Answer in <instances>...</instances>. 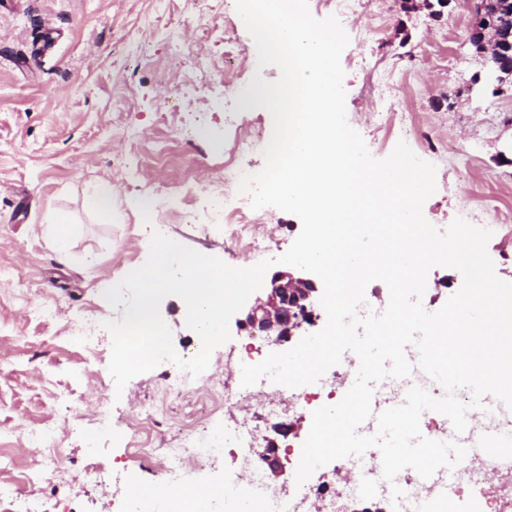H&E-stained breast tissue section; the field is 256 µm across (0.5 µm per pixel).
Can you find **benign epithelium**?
Listing matches in <instances>:
<instances>
[{
  "instance_id": "benign-epithelium-1",
  "label": "benign epithelium",
  "mask_w": 512,
  "mask_h": 512,
  "mask_svg": "<svg viewBox=\"0 0 512 512\" xmlns=\"http://www.w3.org/2000/svg\"><path fill=\"white\" fill-rule=\"evenodd\" d=\"M473 35L489 42L486 49L488 75L499 81L502 76L498 72L512 74V64L505 66L501 61L502 47L512 46V28L505 31L495 23V16L481 13ZM262 289L266 292V300L258 298L253 304L244 306L243 317L237 320L239 328H257L277 341H285L296 335L303 324L314 321L313 304L319 292L314 280L296 277L289 271H278L269 282L263 283ZM263 459L273 475L284 473L275 446H266Z\"/></svg>"
}]
</instances>
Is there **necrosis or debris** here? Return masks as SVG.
Masks as SVG:
<instances>
[{
	"label": "necrosis or debris",
	"instance_id": "obj_1",
	"mask_svg": "<svg viewBox=\"0 0 512 512\" xmlns=\"http://www.w3.org/2000/svg\"><path fill=\"white\" fill-rule=\"evenodd\" d=\"M243 169L234 162L224 164V176L213 188L216 201L202 209H190L183 217L188 222H206L224 230V237L252 252H266L270 239L255 223L249 193L239 192ZM214 397L232 404L254 403L255 410L248 419L230 418L223 428L211 425L187 426L177 447L161 451V468L165 479L175 486L190 481L199 471L233 457L246 466L247 480L239 482L236 473L225 471L224 494L220 499L223 512H236L243 498H250L260 512H297L290 497L271 491L264 481L261 451L256 444L261 424L281 419L291 402H299L307 411L325 406L318 393L296 387L279 386L275 398L256 400L252 388L238 384L214 389ZM405 492L399 504L390 501V486L382 478L377 464H365L351 458L337 460L322 481L310 486L307 495L317 503L318 512H336L338 498L366 501L376 512H425L428 506H440L454 501L462 494L480 496L495 504L493 512H512V457H491L473 454L459 464L451 475H437L429 486L419 485L406 471L396 478Z\"/></svg>",
	"mask_w": 512,
	"mask_h": 512
}]
</instances>
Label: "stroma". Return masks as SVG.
<instances>
[{"instance_id":"stroma-1","label":"stroma","mask_w":512,"mask_h":512,"mask_svg":"<svg viewBox=\"0 0 512 512\" xmlns=\"http://www.w3.org/2000/svg\"><path fill=\"white\" fill-rule=\"evenodd\" d=\"M341 24L350 126L375 158L402 141L432 163L426 220L441 231L459 217L490 229L496 274L512 282V88L473 81L483 60L470 43V0H452L438 16L424 0H373L370 12ZM238 25L236 0L204 20L185 0H0V446L17 451L11 466H0V500L16 490L57 500L66 512H113L128 482L158 483L161 473L136 467L129 481L102 485L86 474L89 451L119 466L131 446L174 447L186 423L244 416L216 407L211 394L212 384L239 376L238 327L214 350L208 381L183 396L164 390L165 380L182 376L173 363L118 392L108 370L111 335L96 358L67 342L73 323L98 329L119 316L105 293L146 263L156 225L230 266L259 263L226 244L223 232L182 219L188 204L206 205L225 159L251 174L264 166L262 150L235 158L231 148L239 127L269 129L246 88L255 74L274 81L280 70L259 67L256 49L244 44L225 62L224 31ZM366 27L372 42L364 47L357 32ZM228 66L239 74L232 97L222 86ZM178 85L184 104L174 122L159 123ZM383 105L392 114L386 124ZM92 180L117 191L108 221L84 205ZM143 197L160 200L153 220L133 206ZM57 214L73 230L64 254L47 235ZM257 217L277 243L272 259L302 229L299 217L271 206ZM462 283L458 270L433 267L424 308L438 311ZM40 306L51 317L38 316ZM151 404L164 407L154 421L141 414ZM49 425L61 450L57 476L36 472L42 450L34 436Z\"/></svg>"}]
</instances>
